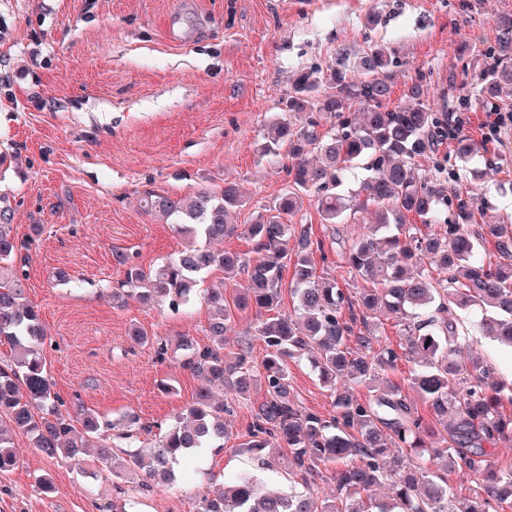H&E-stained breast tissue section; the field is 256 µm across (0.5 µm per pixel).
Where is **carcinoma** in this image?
Listing matches in <instances>:
<instances>
[{"mask_svg": "<svg viewBox=\"0 0 512 512\" xmlns=\"http://www.w3.org/2000/svg\"><path fill=\"white\" fill-rule=\"evenodd\" d=\"M483 55L486 65L476 75L483 92L478 104L512 113V100L499 96L502 88H512V15L499 18L495 42ZM392 64L388 48L373 43L349 67L342 60L328 73L314 68L297 76L260 148L264 156L286 153V188L257 211L252 223L230 221L249 202L235 182L189 196L147 192L142 197L146 211L172 219L192 239L236 234L252 241L258 254L252 261L239 252L192 244L151 271L124 252L113 253L124 269V278L110 289L114 306L136 299L146 305L165 302L177 311L200 292L212 311L207 329L212 343L202 348L186 343L192 348L187 367L200 380L195 399L151 448L115 451L94 444L109 431L129 441L152 433L153 425L136 417L110 420L83 409L74 419L63 411L65 401L45 368V330L24 296L22 251L32 239L17 238L10 210L0 211V271L10 272L0 278V345L18 351L14 361L0 363V476L18 463L17 430L49 458L76 461L99 447V459L112 465L119 495L132 472L142 474L138 488L145 495L160 481H175L178 460L224 450L226 407L213 399L211 387L221 385L243 397L255 381L250 340H236L234 356L224 353L234 311L251 308L257 313L254 337L267 347L261 374L265 398L253 408L243 443L258 470L236 474L220 497L201 500L197 512H497L512 502V468L498 467L487 451L489 445L512 442V413H503V404L512 406V387L491 381V368L482 360H458L460 349L469 345L468 331L448 319L451 307L478 305L481 335L512 349V228L470 223V199L457 189L460 174L445 163L437 161L415 175V158L435 153L446 140L455 141L456 157L465 164L484 142L462 131L465 113L473 109L466 97L438 110L424 99L418 79L405 102L392 104ZM307 109L329 115L330 129L314 114L298 127L289 121ZM312 152L321 156L320 163L309 161ZM356 166L370 175L350 194L336 192ZM305 195L315 198L328 224L346 215L355 223L358 214L373 212L367 231L343 249L341 268L362 281L352 294L336 279L317 274L312 254L324 252L323 242L312 241L304 224L295 232L291 220ZM452 203L462 223L443 224L440 209ZM410 213L423 226L406 223ZM489 237L496 250L493 263L481 255ZM290 261L294 314L266 317L278 306L282 271ZM215 267L229 280L245 276L246 285L231 302L224 286L201 287L203 275ZM386 313L401 317L404 355L419 363L409 385L448 434L442 446L432 441L434 431L402 388L387 378L400 355L373 331L375 319ZM293 357L306 359L318 373L330 390L334 415L302 410L291 398L285 361ZM356 387L367 391L365 399L353 395ZM437 464L481 476L478 490L471 497L453 493L448 479L434 469ZM280 467L294 485L270 493L263 473ZM319 480L335 484L333 497L309 492ZM387 482L389 494L371 493Z\"/></svg>", "mask_w": 512, "mask_h": 512, "instance_id": "cac0c4a2", "label": "carcinoma"}]
</instances>
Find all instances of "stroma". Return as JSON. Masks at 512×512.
I'll use <instances>...</instances> for the list:
<instances>
[{
  "label": "stroma",
  "instance_id": "obj_1",
  "mask_svg": "<svg viewBox=\"0 0 512 512\" xmlns=\"http://www.w3.org/2000/svg\"><path fill=\"white\" fill-rule=\"evenodd\" d=\"M506 14L512 0H0V208L9 207L17 237L35 239L25 297L70 413L167 425L199 386L182 341L209 344L203 299L175 312L134 299L116 307L106 295L123 276L113 251L149 270L188 243L141 208L145 193L184 196L232 180L251 196L234 221L251 223L285 187L286 156L262 159L257 149L301 71L379 42L392 51L393 102L421 75L426 99L441 106L452 94L475 96L481 51ZM460 189L483 222H512V126L462 172ZM295 221L324 243L318 274L336 276L360 225L324 223L309 196ZM135 326L150 345L131 338ZM158 341L168 349L162 361ZM287 367L298 404L332 414L306 360ZM214 393L232 408L223 451L183 466L176 485L136 499L132 512H197L254 467L244 444L263 389L243 399ZM13 441L20 461L0 476V512H98L111 500L105 465L48 458L20 430ZM44 476L56 493L43 492Z\"/></svg>",
  "mask_w": 512,
  "mask_h": 512
}]
</instances>
